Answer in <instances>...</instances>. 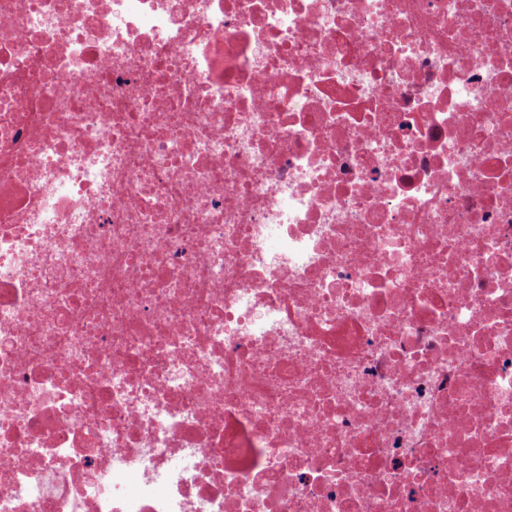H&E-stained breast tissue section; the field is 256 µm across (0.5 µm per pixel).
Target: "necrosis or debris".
Here are the masks:
<instances>
[{"instance_id":"1","label":"necrosis or debris","mask_w":512,"mask_h":512,"mask_svg":"<svg viewBox=\"0 0 512 512\" xmlns=\"http://www.w3.org/2000/svg\"><path fill=\"white\" fill-rule=\"evenodd\" d=\"M0 512H512V0H0Z\"/></svg>"}]
</instances>
